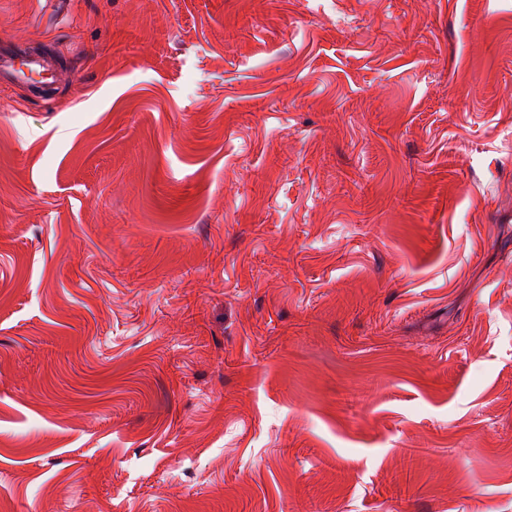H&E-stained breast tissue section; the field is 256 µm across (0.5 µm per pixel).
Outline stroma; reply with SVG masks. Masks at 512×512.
Instances as JSON below:
<instances>
[{"instance_id":"35a3bbf8","label":"stroma","mask_w":512,"mask_h":512,"mask_svg":"<svg viewBox=\"0 0 512 512\" xmlns=\"http://www.w3.org/2000/svg\"><path fill=\"white\" fill-rule=\"evenodd\" d=\"M0 512H512V0H0ZM33 75L39 77L38 82ZM0 77L7 84L20 82L42 91L57 81L58 71L53 54L19 50L17 54L1 53Z\"/></svg>"}]
</instances>
